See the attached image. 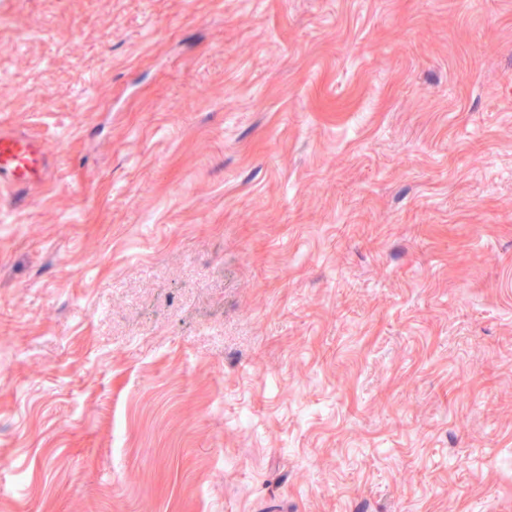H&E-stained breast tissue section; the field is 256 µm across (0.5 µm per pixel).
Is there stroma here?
Instances as JSON below:
<instances>
[{
    "instance_id": "1",
    "label": "stroma",
    "mask_w": 512,
    "mask_h": 512,
    "mask_svg": "<svg viewBox=\"0 0 512 512\" xmlns=\"http://www.w3.org/2000/svg\"><path fill=\"white\" fill-rule=\"evenodd\" d=\"M0 512H512V0H0ZM52 159L42 141L20 130L0 128V193L22 199L32 185L52 176Z\"/></svg>"
}]
</instances>
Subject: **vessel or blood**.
Here are the masks:
<instances>
[{"label":"vessel or blood","instance_id":"b4317fda","mask_svg":"<svg viewBox=\"0 0 512 512\" xmlns=\"http://www.w3.org/2000/svg\"><path fill=\"white\" fill-rule=\"evenodd\" d=\"M52 159L42 141L20 130L0 128V193L23 198L32 185L52 176Z\"/></svg>","mask_w":512,"mask_h":512}]
</instances>
